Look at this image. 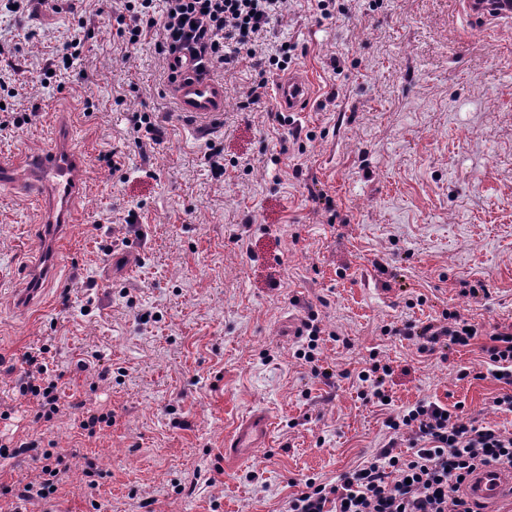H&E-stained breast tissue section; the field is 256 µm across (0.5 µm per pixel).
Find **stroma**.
<instances>
[{
  "mask_svg": "<svg viewBox=\"0 0 512 512\" xmlns=\"http://www.w3.org/2000/svg\"><path fill=\"white\" fill-rule=\"evenodd\" d=\"M344 3L325 18L313 0H287L258 40L263 55L292 46L291 70L314 85L305 111L282 125L274 99L248 104L260 68L246 60L224 73L227 107L203 137L177 112L162 59L113 30L115 0L0 19L16 66L15 95L0 103L40 106L0 131V160L46 147L62 126L85 159L69 241L53 256L59 278L28 310L15 292L39 207L27 181L0 186V403L12 407L0 434L42 436L71 463L27 512H286L306 479L354 469L388 439L387 418L423 399L512 429V413L488 408L499 384L475 377L478 346L430 355L385 333L449 309L512 321V23L474 25L459 0ZM74 35L72 69L41 84ZM137 112L163 132L146 157ZM464 280L487 295H462ZM311 312L351 343L320 341L327 379L288 333ZM42 346L62 392L48 422L18 392L25 354ZM375 351L394 368L383 407L360 399L353 377ZM94 353L105 376L81 369ZM96 408L115 422L90 435L80 421ZM257 411L272 422L266 447L226 467L225 436Z\"/></svg>",
  "mask_w": 512,
  "mask_h": 512,
  "instance_id": "obj_1",
  "label": "stroma"
}]
</instances>
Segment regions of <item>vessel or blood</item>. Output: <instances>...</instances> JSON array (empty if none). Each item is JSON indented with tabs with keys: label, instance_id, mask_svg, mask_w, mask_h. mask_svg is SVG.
<instances>
[{
	"label": "vessel or blood",
	"instance_id": "vessel-or-blood-1",
	"mask_svg": "<svg viewBox=\"0 0 512 512\" xmlns=\"http://www.w3.org/2000/svg\"><path fill=\"white\" fill-rule=\"evenodd\" d=\"M465 8L474 22H508L512 20V0H466ZM178 112L201 123L224 114V83L201 71L190 52H182L176 78L169 86ZM275 102L280 111L301 112L308 105L312 88L306 73L296 71L275 79ZM29 168L44 184L41 215L46 243L59 248L64 242L67 226L72 221V201L81 192L84 160L72 139L51 143L26 160ZM28 279L16 293L20 306L34 304L53 282L55 272L43 256H36L28 266ZM270 420L265 413L255 412L243 419L224 441V458L237 462L268 438ZM470 492L478 501H495L512 493V475L494 468L483 470L472 482Z\"/></svg>",
	"mask_w": 512,
	"mask_h": 512
}]
</instances>
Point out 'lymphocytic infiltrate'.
Masks as SVG:
<instances>
[{
  "label": "lymphocytic infiltrate",
  "mask_w": 512,
  "mask_h": 512,
  "mask_svg": "<svg viewBox=\"0 0 512 512\" xmlns=\"http://www.w3.org/2000/svg\"><path fill=\"white\" fill-rule=\"evenodd\" d=\"M284 0H122L110 21L131 47L148 45L164 62L190 50L207 74H218L256 55V38L278 22ZM471 319L459 310L442 320L406 319L387 332L416 342L419 352L467 347L476 339ZM483 345L488 375L497 377L502 392L492 400L496 410L512 412V323L496 322L485 330ZM22 396L36 405L37 419L58 414V383L47 374L42 352L25 355ZM394 369L378 354L357 374L363 399L377 403L389 395ZM391 432L374 458L360 468L327 482L306 481L288 502V512H485L468 494L471 478L489 466L512 470V430L476 423L464 408L419 401L387 420ZM9 456L35 453L42 477L22 486L0 485V497L25 503L46 500L69 463L43 449L40 439H0Z\"/></svg>",
  "instance_id": "1"
}]
</instances>
